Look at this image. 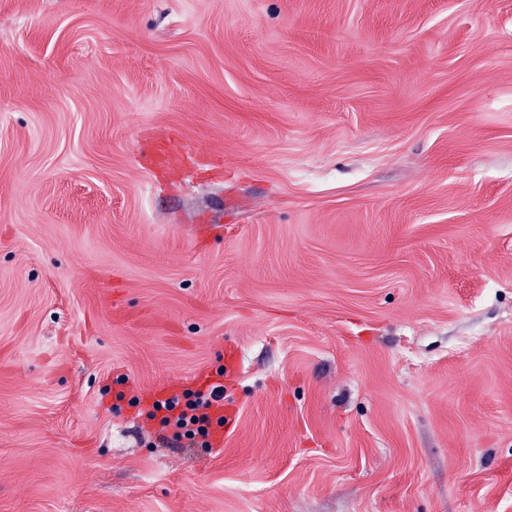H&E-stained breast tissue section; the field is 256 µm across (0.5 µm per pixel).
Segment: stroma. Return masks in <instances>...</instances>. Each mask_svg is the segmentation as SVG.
I'll use <instances>...</instances> for the list:
<instances>
[{"label": "stroma", "instance_id": "35a3bbf8", "mask_svg": "<svg viewBox=\"0 0 512 512\" xmlns=\"http://www.w3.org/2000/svg\"><path fill=\"white\" fill-rule=\"evenodd\" d=\"M0 512H512V0H0ZM224 398V386L215 384L207 391L187 390L164 401H155L147 409L144 421L158 425V441L163 447H180L183 440L210 437L211 416L207 410L212 401ZM206 445L210 442L206 440Z\"/></svg>", "mask_w": 512, "mask_h": 512}]
</instances>
